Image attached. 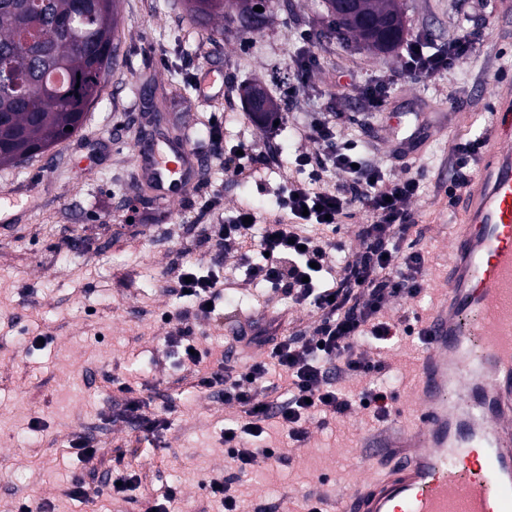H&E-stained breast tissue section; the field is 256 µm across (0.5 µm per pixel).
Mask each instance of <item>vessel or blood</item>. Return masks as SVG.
I'll return each mask as SVG.
<instances>
[{
	"mask_svg": "<svg viewBox=\"0 0 512 512\" xmlns=\"http://www.w3.org/2000/svg\"><path fill=\"white\" fill-rule=\"evenodd\" d=\"M495 99L448 228L444 289L420 326L417 405L361 435L373 474L337 490V512H512V85ZM447 125H415L401 141L419 151ZM198 176L189 135L139 143L137 182L155 202Z\"/></svg>",
	"mask_w": 512,
	"mask_h": 512,
	"instance_id": "b4317fda",
	"label": "vessel or blood"
}]
</instances>
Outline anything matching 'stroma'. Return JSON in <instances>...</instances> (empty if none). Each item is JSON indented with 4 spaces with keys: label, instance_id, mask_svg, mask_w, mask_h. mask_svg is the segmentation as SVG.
<instances>
[{
    "label": "stroma",
    "instance_id": "obj_1",
    "mask_svg": "<svg viewBox=\"0 0 512 512\" xmlns=\"http://www.w3.org/2000/svg\"><path fill=\"white\" fill-rule=\"evenodd\" d=\"M499 2L403 0L409 35L447 44L464 16L481 36L476 53L426 78L402 70L396 51L307 42L327 23L322 0H280L262 32L221 39L197 27L182 0H121L112 74L82 127L19 167H0V202L14 204L12 227L0 230V512H13L21 502L49 503L55 512H145L155 490L170 484L179 494L169 512H212L206 486L233 475L222 434L240 409L192 390V367L165 341L176 325L164 320L189 301L168 291L163 273L180 250L197 246L198 223H223L242 207L265 217L276 213L275 192L295 178L294 158L310 147L300 133L314 120L336 124L391 176L421 173L422 188L408 209L427 274L421 296L409 305L421 315L430 309L446 276L448 226L455 220L454 204L438 188L454 172L451 148L483 134L496 85L512 83V14L500 13ZM309 53L316 63L295 81L296 63ZM214 64L224 69V94L205 106L192 87ZM378 79L390 95L374 110L363 93ZM250 82L263 84L282 103L280 126L249 115L242 87ZM161 88L169 103L158 131L174 136L192 129L194 146L207 156L202 180L165 207L146 197L134 178L137 143L156 131L143 115ZM436 104L458 113V121L418 155L391 164L385 128L417 121ZM213 116L222 123L225 151L255 143L277 151V162L255 161L245 180L225 169L209 155L207 121ZM26 181L36 183V197L18 193ZM262 301V289L229 283L225 324L218 329L197 320L198 348L216 358L228 354L240 369L265 358V348L231 345L233 318L256 315ZM38 336L45 342L37 346ZM419 354L414 335L404 337L399 355L381 354L397 373L395 409L411 405ZM125 382L151 397L152 411L175 403L159 437L147 440L109 421ZM34 419L40 422L37 440L27 445L23 439ZM368 428L363 410L341 419L332 432L313 423L301 449L269 428L285 461L243 477L247 512H299L305 497H333L359 476L357 436ZM81 432L92 433L100 448L88 463L68 446ZM133 471L141 482L124 498L106 489L85 499L69 496L74 480L98 486Z\"/></svg>",
    "mask_w": 512,
    "mask_h": 512
}]
</instances>
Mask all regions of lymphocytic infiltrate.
I'll return each mask as SVG.
<instances>
[{
	"mask_svg": "<svg viewBox=\"0 0 512 512\" xmlns=\"http://www.w3.org/2000/svg\"><path fill=\"white\" fill-rule=\"evenodd\" d=\"M428 45V37L412 39L402 54L404 69L439 75L473 55L478 40L465 32L447 48L432 51ZM304 137L313 148L298 153L295 163L307 180L280 186V217L258 229L246 223L247 212L241 209L228 223L202 225V255L184 250L166 273L169 290L187 293L191 301L178 313L179 326L170 341L182 347L183 359L194 366V387L242 411L224 428L225 452L242 475L279 462L274 447L260 442L269 424L301 443L306 423L315 417L326 424L363 407L374 421L390 416L393 395L381 378L384 367L361 352L359 344L390 349L411 335L408 317L390 319L383 310L392 299L417 298L423 288L426 259L410 238L407 209L420 189V175L386 178L324 119L312 122ZM330 168L343 177L331 188L323 184ZM354 205L371 221L359 227L362 251L345 256L336 233ZM230 264L244 268L246 281L263 283L270 293L285 294L292 305L319 315L308 336H281L270 325L258 328L250 341L267 346V358L242 372L221 364L208 367L207 353L195 348L192 325L199 317L220 320L216 305L224 298L222 271ZM353 379L363 382L355 395L346 388ZM121 390L126 398L114 408L113 420L143 433L166 428L165 418L149 412L148 399L131 395L129 385Z\"/></svg>",
	"mask_w": 512,
	"mask_h": 512,
	"instance_id": "lymphocytic-infiltrate-1",
	"label": "lymphocytic infiltrate"
}]
</instances>
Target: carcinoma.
<instances>
[{
    "label": "carcinoma",
    "instance_id": "carcinoma-1",
    "mask_svg": "<svg viewBox=\"0 0 512 512\" xmlns=\"http://www.w3.org/2000/svg\"><path fill=\"white\" fill-rule=\"evenodd\" d=\"M365 12L386 18L393 33L379 39L355 26L324 0L323 36L375 53L397 47L405 36L402 0H362ZM190 16L210 34L238 35L243 17L257 0H184ZM119 0H85L83 18L69 27L60 21L75 12V0H0V166H17L77 131L112 75ZM72 130H67V127Z\"/></svg>",
    "mask_w": 512,
    "mask_h": 512
}]
</instances>
